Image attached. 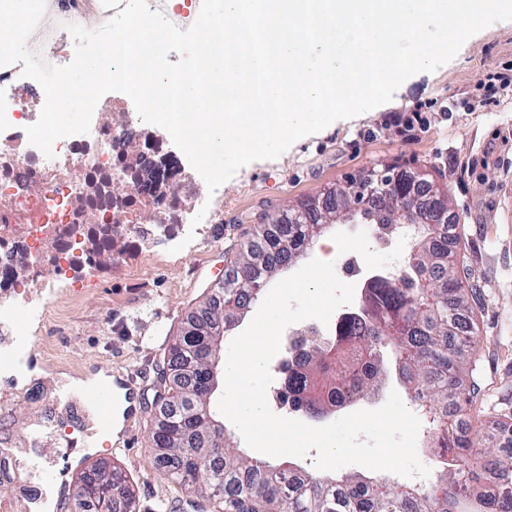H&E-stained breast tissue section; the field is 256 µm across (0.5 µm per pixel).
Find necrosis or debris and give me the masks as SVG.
I'll use <instances>...</instances> for the list:
<instances>
[{"mask_svg": "<svg viewBox=\"0 0 512 512\" xmlns=\"http://www.w3.org/2000/svg\"><path fill=\"white\" fill-rule=\"evenodd\" d=\"M108 20L103 0H83L80 17L32 16L30 49L55 66L73 59L65 26L89 15ZM126 99L104 95L89 132L58 139L53 157L30 144L26 129L45 103L41 86L23 77L21 65L0 66V302L46 312L45 290L62 275L92 277L120 265L147 238L142 213L181 234L188 198L177 163L168 159L154 126L128 110ZM150 222V223H151ZM10 321L0 322V481L14 478L18 458L5 424L28 401V377L16 357L31 346Z\"/></svg>", "mask_w": 512, "mask_h": 512, "instance_id": "necrosis-or-debris-1", "label": "necrosis or debris"}]
</instances>
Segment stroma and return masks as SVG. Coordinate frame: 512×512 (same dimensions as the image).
<instances>
[{
    "mask_svg": "<svg viewBox=\"0 0 512 512\" xmlns=\"http://www.w3.org/2000/svg\"><path fill=\"white\" fill-rule=\"evenodd\" d=\"M512 67V21L494 23L469 38L437 71L406 79L392 100L296 141L273 160L241 168L214 193L206 212L207 246L174 251L168 226L155 228L142 250L107 276L63 284L50 298L49 319L22 320V329L49 337L32 351L39 366L30 403L15 420L28 436L33 421L56 404L58 429H80L78 453L87 467H118L133 487L136 512H210L191 490L173 482L153 462V416L141 410L123 424L117 440L89 426L82 409L54 403L55 389L90 384L94 374H118L151 401L157 364L172 336L208 290L219 287L258 214L316 197L330 185L387 166L427 176L449 199L455 242L475 290L476 395L463 421L496 435L512 452V86L485 99L490 75ZM336 241L337 264L352 263L347 282L362 287L378 272L399 265L406 245L377 243L365 224L327 228L307 256Z\"/></svg>",
    "mask_w": 512,
    "mask_h": 512,
    "instance_id": "35a3bbf8",
    "label": "stroma"
}]
</instances>
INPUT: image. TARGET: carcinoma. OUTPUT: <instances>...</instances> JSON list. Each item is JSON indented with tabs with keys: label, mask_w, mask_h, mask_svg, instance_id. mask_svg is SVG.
Segmentation results:
<instances>
[{
	"label": "carcinoma",
	"mask_w": 512,
	"mask_h": 512,
	"mask_svg": "<svg viewBox=\"0 0 512 512\" xmlns=\"http://www.w3.org/2000/svg\"><path fill=\"white\" fill-rule=\"evenodd\" d=\"M415 176L388 192V202L406 211L396 223L409 222L416 231L407 242L400 268L386 278L370 281L365 299L343 317L334 334L299 348L305 358L288 370L278 403L309 417L328 407L346 405L368 396L395 374L426 418L425 439L441 459L436 477L425 485H405L386 475L309 473L289 464L258 462L228 441L218 444L210 420L211 401L196 398L194 388L180 377L160 380L159 397L165 417L155 423L162 434L151 436L155 463L181 486L191 484L201 498L214 502L217 512H512V456H494L495 438L483 428L460 430L453 412L471 402L464 378L472 366L473 339L456 344L454 330L472 332V308L463 288L466 267L448 250L441 234L442 209L425 196L420 215L397 194L411 189ZM366 209L355 214L358 224L371 225L377 238L392 234L391 224ZM277 216L254 225L252 237L233 260L224 279V318L246 294L260 298L279 271L274 242L288 237V261L301 257L325 228L322 214L311 224H278ZM218 295L196 308L191 322L172 338L162 361L176 355L181 367L194 374L208 370L201 350L217 343L218 322L212 311ZM224 447V459L210 461L212 449ZM488 458L483 472L468 465V455ZM74 500L91 512H135L134 496L118 468H94L74 486Z\"/></svg>",
	"instance_id": "carcinoma-1"
}]
</instances>
